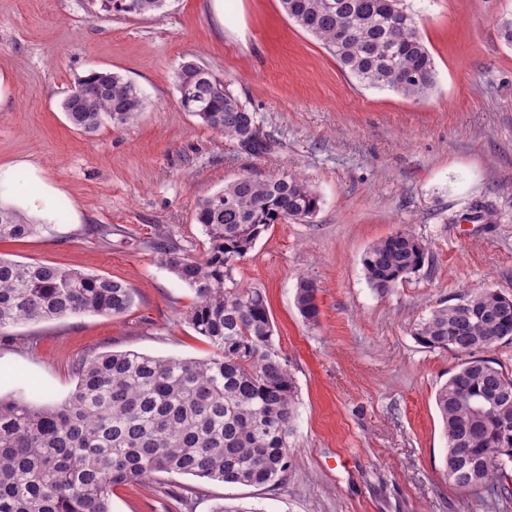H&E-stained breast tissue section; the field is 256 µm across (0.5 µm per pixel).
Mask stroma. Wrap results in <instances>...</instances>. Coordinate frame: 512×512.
<instances>
[{"mask_svg":"<svg viewBox=\"0 0 512 512\" xmlns=\"http://www.w3.org/2000/svg\"><path fill=\"white\" fill-rule=\"evenodd\" d=\"M433 55L428 98L362 86L279 0H167L156 15L102 17L91 0H0V202L42 223L0 244L21 262L124 281L123 316L80 313L0 330V395L59 404L79 360L135 350L206 359L183 320L194 293L160 262L165 238L201 256L199 201L245 174L301 172L321 204L275 224L234 275L266 293L274 342L298 388L292 465L248 487L155 474L118 487L112 512H512L449 485L435 394L457 368L414 323L484 288L512 295V0H407ZM195 58L256 112L260 156L184 112L175 74ZM107 69L141 91L138 122L93 134L61 102ZM409 227L424 266L387 293L368 284V248ZM317 286L319 322L295 306Z\"/></svg>","mask_w":512,"mask_h":512,"instance_id":"obj_1","label":"stroma"}]
</instances>
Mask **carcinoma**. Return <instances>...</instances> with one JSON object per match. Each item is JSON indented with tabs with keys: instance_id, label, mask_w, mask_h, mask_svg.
Instances as JSON below:
<instances>
[{
	"instance_id": "1",
	"label": "carcinoma",
	"mask_w": 512,
	"mask_h": 512,
	"mask_svg": "<svg viewBox=\"0 0 512 512\" xmlns=\"http://www.w3.org/2000/svg\"><path fill=\"white\" fill-rule=\"evenodd\" d=\"M166 0H95L104 15L145 16ZM283 12L319 39L341 69L370 88L427 97L436 69L406 0H280ZM181 107L206 126L263 155L267 138L230 84L189 59L177 73ZM86 134L109 122L134 124L144 110L137 87L118 73L92 70L61 104ZM320 197L300 174L242 175L204 197L196 221L208 248L199 258L157 244L163 265L195 293L184 320L215 347L198 361L137 351L103 353L75 367L77 385L64 403L0 396V512H111L115 488L167 473L244 486L282 479L291 463L298 389L274 343L266 295L234 278L237 262L274 224L312 217ZM38 230L0 206V242H21ZM426 249L407 228L375 242L362 265L384 294L419 271ZM317 287L303 279L295 302L318 322ZM484 289L441 306L415 323L423 347L462 362L439 388L435 404L448 448L445 475L454 487L479 493L507 490L512 479V427L499 428L478 402L504 387L512 373L479 356L512 343V307ZM133 292L112 278L0 255V329L20 322L92 312L125 314Z\"/></svg>"
}]
</instances>
